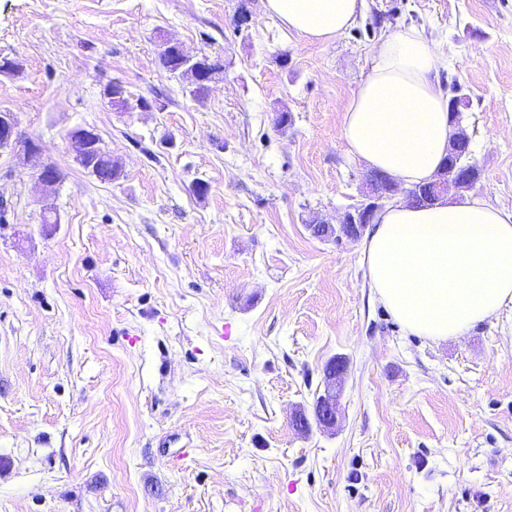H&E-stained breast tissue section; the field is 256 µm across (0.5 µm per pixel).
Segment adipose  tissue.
Instances as JSON below:
<instances>
[{
	"label": "adipose tissue",
	"instance_id": "ef3b65f1",
	"mask_svg": "<svg viewBox=\"0 0 512 512\" xmlns=\"http://www.w3.org/2000/svg\"><path fill=\"white\" fill-rule=\"evenodd\" d=\"M366 0H265L267 13L311 42L350 29ZM435 45L417 29L388 34L344 112L347 152L405 187L427 182L448 154V96ZM371 288L404 331L459 336L512 305V212L475 197L417 207L397 196L362 243Z\"/></svg>",
	"mask_w": 512,
	"mask_h": 512
}]
</instances>
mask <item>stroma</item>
<instances>
[{"mask_svg": "<svg viewBox=\"0 0 512 512\" xmlns=\"http://www.w3.org/2000/svg\"><path fill=\"white\" fill-rule=\"evenodd\" d=\"M407 28L468 96L475 195L512 211V0H367L326 43L264 0H0V110L63 174L50 188L0 154V512H512V306L407 334L360 241L307 229L360 199L343 115ZM164 40L223 60V81L194 96ZM112 81L157 108L112 110ZM79 125L119 179L76 162ZM336 357L335 429L294 428Z\"/></svg>", "mask_w": 512, "mask_h": 512, "instance_id": "1", "label": "stroma"}]
</instances>
